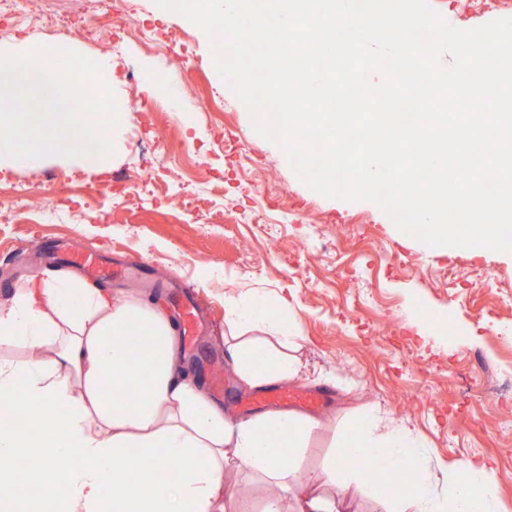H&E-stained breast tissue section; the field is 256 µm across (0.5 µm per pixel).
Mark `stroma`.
I'll return each instance as SVG.
<instances>
[{"mask_svg":"<svg viewBox=\"0 0 512 512\" xmlns=\"http://www.w3.org/2000/svg\"><path fill=\"white\" fill-rule=\"evenodd\" d=\"M80 0H39L36 10L0 21V46L35 33L88 58L110 53L113 91L125 104L120 148L109 173L50 158L36 168L0 170V184L30 191L27 209L0 223V283L16 285L46 270H72L77 253L144 262L143 276L106 281L115 292L155 297L174 318L190 309L201 335H181L186 370L201 386L213 375L231 386L217 403L238 413L248 395L224 355V303L256 291L296 319L305 377L297 389L328 393L316 415L328 424L304 448L300 465L322 468L344 439L358 407L403 420L428 440L431 462L467 457L501 476V512H512V433L501 410L512 396V252L428 246L399 231L369 201L322 196L290 167L286 151L258 134L246 107L220 77L205 32L158 7L132 0L110 50ZM444 20L467 30L512 18V0H429ZM70 15L84 33L49 29L45 15ZM166 73L167 111L146 92L151 70ZM156 172L151 194L125 198L108 177ZM251 208L265 226L245 224ZM366 227V240L347 231ZM418 299L431 323L410 306ZM326 379L314 383L313 378Z\"/></svg>","mask_w":512,"mask_h":512,"instance_id":"stroma-1","label":"stroma"}]
</instances>
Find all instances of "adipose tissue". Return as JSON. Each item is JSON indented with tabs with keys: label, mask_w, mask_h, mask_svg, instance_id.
<instances>
[{
	"label": "adipose tissue",
	"mask_w": 512,
	"mask_h": 512,
	"mask_svg": "<svg viewBox=\"0 0 512 512\" xmlns=\"http://www.w3.org/2000/svg\"><path fill=\"white\" fill-rule=\"evenodd\" d=\"M224 339L240 381L258 389L300 378L303 338L265 299L224 304ZM139 337L129 350L124 336ZM176 323L152 300L115 295L70 272L32 277L0 300V512H250L228 468L272 489L260 512H498L500 476L467 458L432 488L423 437L363 414L317 472L297 464L321 419L285 410L225 414L181 361ZM262 361H255V353ZM284 442L288 460L272 452ZM404 466L414 487L387 494L365 468Z\"/></svg>",
	"instance_id": "ef3b65f1"
}]
</instances>
